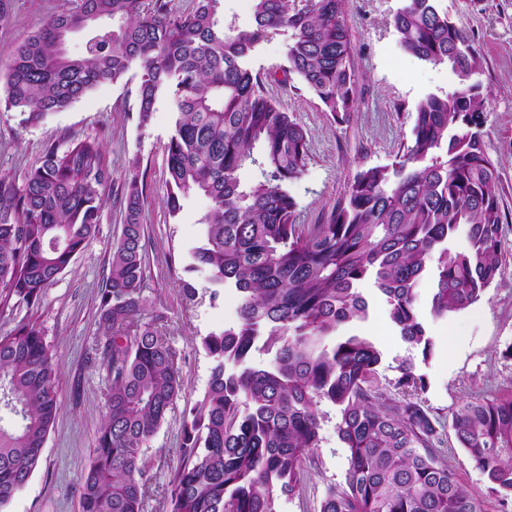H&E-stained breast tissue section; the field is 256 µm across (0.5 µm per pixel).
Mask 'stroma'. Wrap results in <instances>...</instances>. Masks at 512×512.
Masks as SVG:
<instances>
[{
    "mask_svg": "<svg viewBox=\"0 0 512 512\" xmlns=\"http://www.w3.org/2000/svg\"><path fill=\"white\" fill-rule=\"evenodd\" d=\"M65 0H12L13 19L0 28V80L11 47L38 29ZM402 0H347L346 19L354 44L351 67L357 76L358 107L339 124L324 112L314 93L298 78L287 83L272 74L286 63V39L264 42L254 59L265 93L277 100L308 131L309 158L302 176L289 186L297 202L298 224L326 223L346 196L348 183L361 168L391 163L409 141L413 104L431 93L448 91L453 76L444 65H432L406 54L392 20ZM456 24L474 39L482 70L479 79L490 95L484 143L498 170L496 191L509 222L504 226L505 261L492 285L469 308L442 318L426 317L433 355L422 360L389 323L386 305L372 284L362 292L369 302L365 319L348 332L369 337L382 353L379 388L393 396L397 366L417 360L426 380L418 398L443 421H450L466 398L512 396V0H440ZM137 79L103 84L68 110L27 124L20 112H0V175L22 178L40 162L46 142L66 145L73 138H98L112 173V188L101 214L97 237L71 267L47 289L37 315L57 364L60 413L51 428L41 463L27 483L0 512H81L80 483L95 448L106 413L107 371L95 356L100 291L122 232L124 205L120 189L130 179L144 185L146 277L144 294L163 311L162 329L178 353L183 388L166 423L146 453L153 477L143 512H162L169 482L180 463L183 413L208 387L213 360L201 346L209 333L234 326L240 297L235 289L212 296L206 272L190 270L191 250L200 241V219L210 206L200 193L190 194L177 217L167 200L164 145L177 119L168 99H160L147 128L137 126ZM197 288L194 299L180 290L182 281ZM320 443L292 494L282 496L279 512H320L327 490L345 480L346 454L336 433V409L319 406ZM442 456L460 483L488 495L485 475L446 432Z\"/></svg>",
    "mask_w": 512,
    "mask_h": 512,
    "instance_id": "stroma-1",
    "label": "stroma"
}]
</instances>
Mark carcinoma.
<instances>
[{"label":"carcinoma","instance_id":"carcinoma-1","mask_svg":"<svg viewBox=\"0 0 512 512\" xmlns=\"http://www.w3.org/2000/svg\"><path fill=\"white\" fill-rule=\"evenodd\" d=\"M440 0H403L393 16L401 48L454 77L448 92L412 107L409 144L383 166L359 169L325 224H297L289 185L309 156L308 132L266 96L252 59L288 36L284 76L299 77L332 118L357 107L346 0H252L244 24L221 0H75L9 49L0 109L38 123L103 83L139 77L138 127L160 97L178 114L165 144L167 206L191 192L210 200L192 268L208 271L215 297L235 289V326L202 338L213 367L208 388L184 412L181 461L164 512H279L319 447V404L336 407L344 485L320 512H488L435 452L439 419L413 395L426 388L402 361L384 399L375 382L381 352L343 333L368 314L361 285L383 296L401 340L433 355L418 286L431 283L433 317L467 309L504 260L498 171L484 148L487 95L470 35ZM88 31L83 52L65 40ZM112 173L94 138L45 145L22 181L0 176V307H38L48 288L99 231ZM125 223L100 292L97 349L107 368V410L81 482L82 512H142L150 488L145 451L182 390L177 354L150 309L145 281L143 190L124 186ZM462 236L465 246L455 248ZM266 367L247 358L258 342ZM60 411L56 365L39 319L0 334V507L38 467ZM451 429L489 482L498 512H512V398L461 402Z\"/></svg>","mask_w":512,"mask_h":512}]
</instances>
